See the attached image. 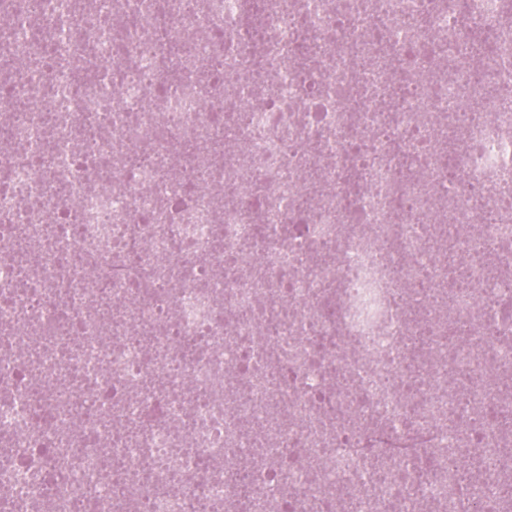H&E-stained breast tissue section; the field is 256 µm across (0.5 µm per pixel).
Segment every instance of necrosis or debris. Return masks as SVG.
I'll list each match as a JSON object with an SVG mask.
<instances>
[{
  "instance_id": "1",
  "label": "necrosis or debris",
  "mask_w": 512,
  "mask_h": 512,
  "mask_svg": "<svg viewBox=\"0 0 512 512\" xmlns=\"http://www.w3.org/2000/svg\"><path fill=\"white\" fill-rule=\"evenodd\" d=\"M457 3L0 0V512H498L512 108L439 148Z\"/></svg>"
}]
</instances>
